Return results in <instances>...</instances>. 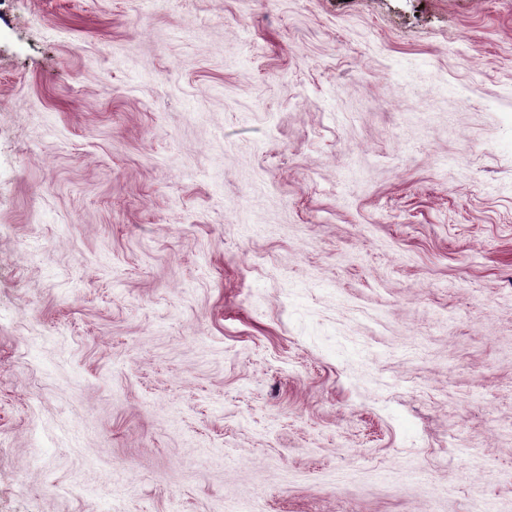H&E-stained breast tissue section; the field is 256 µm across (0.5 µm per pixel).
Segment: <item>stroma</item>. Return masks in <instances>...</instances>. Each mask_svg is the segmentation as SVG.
Here are the masks:
<instances>
[{
	"mask_svg": "<svg viewBox=\"0 0 512 512\" xmlns=\"http://www.w3.org/2000/svg\"><path fill=\"white\" fill-rule=\"evenodd\" d=\"M512 503V0H0V512Z\"/></svg>",
	"mask_w": 512,
	"mask_h": 512,
	"instance_id": "1",
	"label": "stroma"
}]
</instances>
